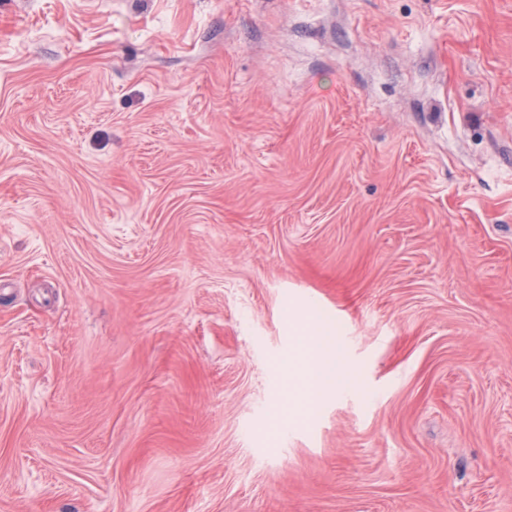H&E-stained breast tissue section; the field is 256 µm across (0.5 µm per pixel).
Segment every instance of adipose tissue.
Returning a JSON list of instances; mask_svg holds the SVG:
<instances>
[{
    "mask_svg": "<svg viewBox=\"0 0 512 512\" xmlns=\"http://www.w3.org/2000/svg\"><path fill=\"white\" fill-rule=\"evenodd\" d=\"M309 338L315 362L306 378L305 390L307 409L313 412L320 408L326 398L348 388L349 382L338 366L333 342L316 329L310 332Z\"/></svg>",
    "mask_w": 512,
    "mask_h": 512,
    "instance_id": "adipose-tissue-1",
    "label": "adipose tissue"
}]
</instances>
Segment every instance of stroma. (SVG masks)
Wrapping results in <instances>:
<instances>
[{"label":"stroma","instance_id":"stroma-1","mask_svg":"<svg viewBox=\"0 0 512 512\" xmlns=\"http://www.w3.org/2000/svg\"><path fill=\"white\" fill-rule=\"evenodd\" d=\"M0 512H512V0H0ZM309 338L315 353L314 365L305 382L309 412L320 408L322 402L349 387L347 376L341 372L333 342L319 330H309Z\"/></svg>","mask_w":512,"mask_h":512}]
</instances>
